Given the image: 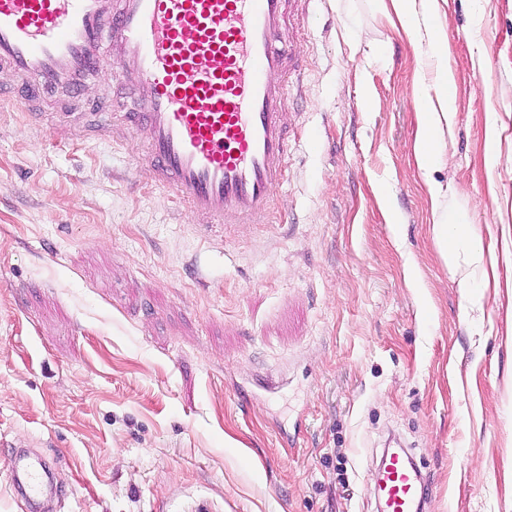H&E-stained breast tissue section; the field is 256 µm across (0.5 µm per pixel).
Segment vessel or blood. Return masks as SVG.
<instances>
[{
    "instance_id": "1",
    "label": "vessel or blood",
    "mask_w": 512,
    "mask_h": 512,
    "mask_svg": "<svg viewBox=\"0 0 512 512\" xmlns=\"http://www.w3.org/2000/svg\"><path fill=\"white\" fill-rule=\"evenodd\" d=\"M304 0H0V70L21 80L22 109L135 65L137 111L102 103L144 138L135 175L184 202L210 226L257 224L284 182L291 145L285 106L300 65ZM42 461L16 460L15 489L41 493ZM377 512H424L409 454L386 455Z\"/></svg>"
}]
</instances>
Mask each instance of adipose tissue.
<instances>
[{
  "label": "adipose tissue",
  "instance_id": "obj_1",
  "mask_svg": "<svg viewBox=\"0 0 512 512\" xmlns=\"http://www.w3.org/2000/svg\"><path fill=\"white\" fill-rule=\"evenodd\" d=\"M453 75L447 64H439L436 75L437 97L422 95V123L417 138V156L422 166L433 165L442 156L441 132L452 119L448 86Z\"/></svg>",
  "mask_w": 512,
  "mask_h": 512
}]
</instances>
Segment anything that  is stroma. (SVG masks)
Instances as JSON below:
<instances>
[{
	"instance_id": "35a3bbf8",
	"label": "stroma",
	"mask_w": 512,
	"mask_h": 512,
	"mask_svg": "<svg viewBox=\"0 0 512 512\" xmlns=\"http://www.w3.org/2000/svg\"><path fill=\"white\" fill-rule=\"evenodd\" d=\"M454 118L416 157L428 40L307 0L268 225L201 237L132 141L0 105V512H376L383 449L430 512H512V0H437ZM456 264L433 234L429 183ZM470 275L471 288L459 280ZM270 374L278 387L259 388ZM438 223L441 224H434L433 226L434 235L439 242L443 256L448 258V262L451 263L454 259L455 247L458 241L470 237L469 225H458L454 232H450L447 224H442L444 222ZM42 460L32 461L24 455L16 459V472L14 487L16 491L22 490L29 498L35 499L41 493V476L40 470H44ZM23 477L24 482L21 481Z\"/></svg>"
}]
</instances>
